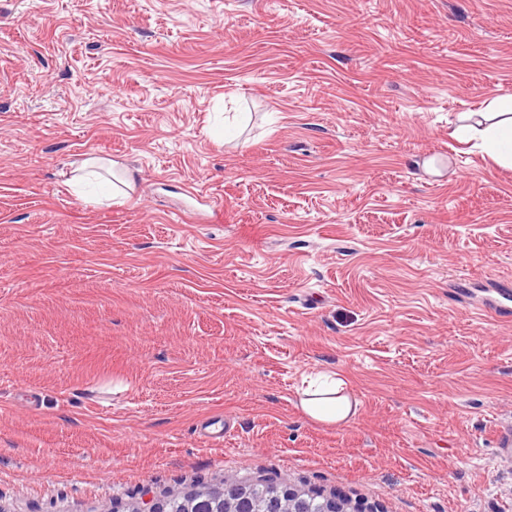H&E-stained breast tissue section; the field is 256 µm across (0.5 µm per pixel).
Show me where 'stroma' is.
Instances as JSON below:
<instances>
[{"label":"stroma","instance_id":"1","mask_svg":"<svg viewBox=\"0 0 512 512\" xmlns=\"http://www.w3.org/2000/svg\"><path fill=\"white\" fill-rule=\"evenodd\" d=\"M508 95L512 0H0V512H512V168L452 136ZM318 387L305 389L299 400L302 411L311 419L326 423L340 424L350 421L358 411V402L347 393H343L344 383L336 379V373L318 374ZM251 483L243 484L236 480L224 479V484L212 494L214 485L198 484L190 490L195 500L202 501L212 497L221 504L220 512H310L309 500L302 490L288 487L276 489L266 500L264 506L255 503L248 487ZM172 495L164 500V512H182L184 494ZM313 502L319 507H322L324 499L320 495H312ZM328 502L325 504V512H375L374 510L364 508L362 505L352 504L351 501L344 497H337L335 495L325 497Z\"/></svg>","mask_w":512,"mask_h":512}]
</instances>
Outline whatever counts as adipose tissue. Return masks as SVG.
Masks as SVG:
<instances>
[{
	"instance_id": "adipose-tissue-1",
	"label": "adipose tissue",
	"mask_w": 512,
	"mask_h": 512,
	"mask_svg": "<svg viewBox=\"0 0 512 512\" xmlns=\"http://www.w3.org/2000/svg\"><path fill=\"white\" fill-rule=\"evenodd\" d=\"M453 136L472 143L497 163L512 166V96L491 98L483 111L465 115ZM316 381V390L307 389L301 395L302 411L321 423L350 421L358 411V403L343 392L342 380L330 373L317 375Z\"/></svg>"
}]
</instances>
